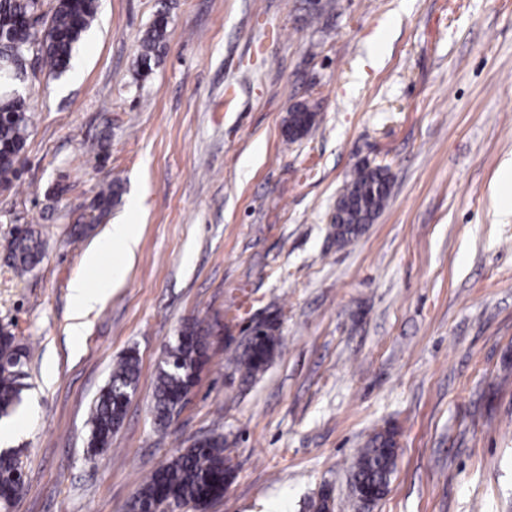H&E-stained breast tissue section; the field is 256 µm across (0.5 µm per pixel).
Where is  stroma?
I'll return each instance as SVG.
<instances>
[{
  "label": "stroma",
  "mask_w": 512,
  "mask_h": 512,
  "mask_svg": "<svg viewBox=\"0 0 512 512\" xmlns=\"http://www.w3.org/2000/svg\"><path fill=\"white\" fill-rule=\"evenodd\" d=\"M99 0L72 64L32 70L30 136L0 189V331L24 347L25 484L13 512H127L176 450L224 438L232 479L205 512H353L349 474L375 432L396 468L371 512H512V0ZM168 15L160 58L140 40ZM303 103L317 123L289 141ZM103 147L101 157L92 150ZM363 161L389 166L386 208L353 242L330 234ZM120 202L87 236L112 181ZM113 224L141 235L123 281L73 335L71 288ZM45 244L17 274L16 228ZM282 344L252 379L227 364L248 324ZM208 329L180 414L151 411L165 348ZM139 359L126 417L96 460L90 409ZM168 20L166 14H159L145 31L141 42L136 75L143 78L151 69L152 60L159 56L163 46Z\"/></svg>",
  "instance_id": "35a3bbf8"
}]
</instances>
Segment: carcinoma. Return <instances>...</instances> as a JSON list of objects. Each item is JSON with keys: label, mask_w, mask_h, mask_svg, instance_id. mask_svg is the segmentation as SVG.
I'll use <instances>...</instances> for the list:
<instances>
[{"label": "carcinoma", "mask_w": 512, "mask_h": 512, "mask_svg": "<svg viewBox=\"0 0 512 512\" xmlns=\"http://www.w3.org/2000/svg\"><path fill=\"white\" fill-rule=\"evenodd\" d=\"M98 0H54L43 10V0H0V56H14L20 42L30 41L29 56L34 63L57 76L71 67L73 52L83 34L97 18ZM168 20L160 14L145 31L141 42L136 75L143 78L163 46ZM27 100L7 89L0 91V187L10 188L18 177V164L29 136L30 115ZM317 113L298 104L288 112V125L295 129L291 138L307 134L316 124ZM391 192V177L386 166L363 164L356 167L336 200L332 228L336 242L344 245L358 238L366 225L373 223L385 207ZM121 187L111 183L100 192L93 205L107 212L120 200ZM43 243L28 229L9 242L8 254L15 268L30 271L40 260ZM275 320L248 338L235 352L232 364L245 377L266 370L280 339ZM26 351L10 333L0 332V419L9 418L20 404L23 388V358ZM207 360V341L203 330L188 324L177 341L170 345L159 364L154 390L153 412L157 425H167L181 412L186 396L196 384L197 370ZM138 359L128 354L113 368L88 424L92 454L105 448L122 424L128 401L136 390ZM395 432L374 433L360 449L351 467L354 499L363 507L381 500L390 485L396 465ZM232 471L224 460V438L206 436L171 457L152 472L141 485L133 508L139 512H158L164 506L178 512L185 506L204 507L224 496ZM24 487V475L14 448L0 450V506L5 508Z\"/></svg>", "instance_id": "cac0c4a2"}]
</instances>
